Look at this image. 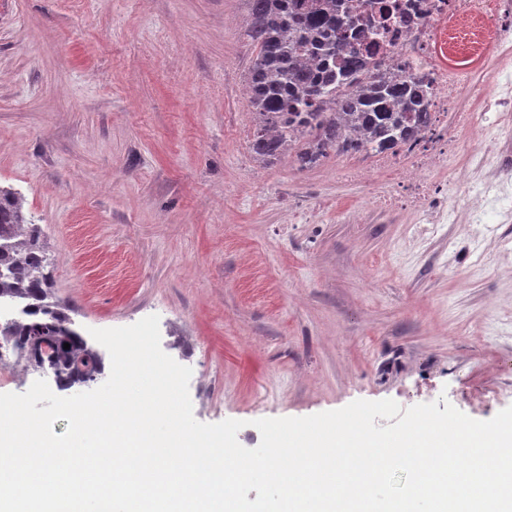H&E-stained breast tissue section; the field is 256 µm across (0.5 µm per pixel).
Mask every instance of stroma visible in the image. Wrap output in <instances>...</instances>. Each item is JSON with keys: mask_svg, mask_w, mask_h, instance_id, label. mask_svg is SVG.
<instances>
[{"mask_svg": "<svg viewBox=\"0 0 512 512\" xmlns=\"http://www.w3.org/2000/svg\"><path fill=\"white\" fill-rule=\"evenodd\" d=\"M245 0H0V186L47 239L76 327L158 315L202 423L356 400L512 406V248L376 209L377 156L251 150Z\"/></svg>", "mask_w": 512, "mask_h": 512, "instance_id": "obj_1", "label": "stroma"}]
</instances>
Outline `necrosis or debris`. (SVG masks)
Returning a JSON list of instances; mask_svg holds the SVG:
<instances>
[{"instance_id": "obj_1", "label": "necrosis or debris", "mask_w": 512, "mask_h": 512, "mask_svg": "<svg viewBox=\"0 0 512 512\" xmlns=\"http://www.w3.org/2000/svg\"><path fill=\"white\" fill-rule=\"evenodd\" d=\"M400 14L376 46L373 60L390 72L423 86L431 122L420 135L386 153L393 188L381 208L412 209L422 224H444L449 186L460 165L485 171L489 205L504 203V223L512 222V0H399ZM475 104L465 113L481 142L469 151L449 144L447 117L462 100ZM416 159L415 174L404 177L401 160Z\"/></svg>"}]
</instances>
